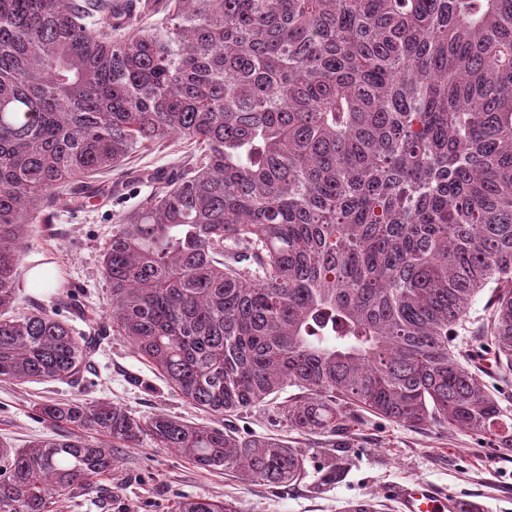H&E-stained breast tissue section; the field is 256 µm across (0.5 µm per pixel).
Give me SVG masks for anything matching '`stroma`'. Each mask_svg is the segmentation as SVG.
<instances>
[{
	"label": "stroma",
	"instance_id": "1",
	"mask_svg": "<svg viewBox=\"0 0 512 512\" xmlns=\"http://www.w3.org/2000/svg\"><path fill=\"white\" fill-rule=\"evenodd\" d=\"M198 154L195 145L171 139L134 154L121 171L112 173V196L60 207L52 224L43 226L24 252L15 283L21 306L56 310L76 332L88 333V326L74 318L69 307L56 306L55 289L29 286L30 271L53 270L78 302L96 314H107L110 296L100 253L118 214L138 208L149 193L135 173H174ZM48 400H107L138 417L162 413L221 426L246 439L278 438L304 458L296 482L272 485L236 472L197 467L176 450L156 447L146 438L138 447L123 450L118 470L101 479L97 489L60 502V512H175L187 497L232 500L240 512H346L350 503L360 500L372 503L375 512H400L386 490L414 481L453 497L479 500L483 512H512V456H502L468 432L399 424L362 412L350 422L351 437L340 443L326 434L289 427L280 412V396L246 412L212 416L175 395L120 336H103L93 368L80 384L0 382V441L25 449L35 439L56 433V426L36 410L37 403ZM336 462L343 464L345 473L341 479L327 480L326 468Z\"/></svg>",
	"mask_w": 512,
	"mask_h": 512
}]
</instances>
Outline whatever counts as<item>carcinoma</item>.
I'll return each mask as SVG.
<instances>
[{"label": "carcinoma", "mask_w": 512, "mask_h": 512, "mask_svg": "<svg viewBox=\"0 0 512 512\" xmlns=\"http://www.w3.org/2000/svg\"><path fill=\"white\" fill-rule=\"evenodd\" d=\"M0 0V381L69 382L94 340L19 310L42 208L173 137L197 160L119 216L108 318L182 400L345 408L465 430L512 453V412L468 362L512 374V0ZM157 16L151 23L148 16ZM489 293L471 352L455 336ZM38 412L68 434L0 442V512H56L150 437L203 469L292 483L302 456L112 403ZM177 512H239L185 498Z\"/></svg>", "instance_id": "carcinoma-1"}]
</instances>
